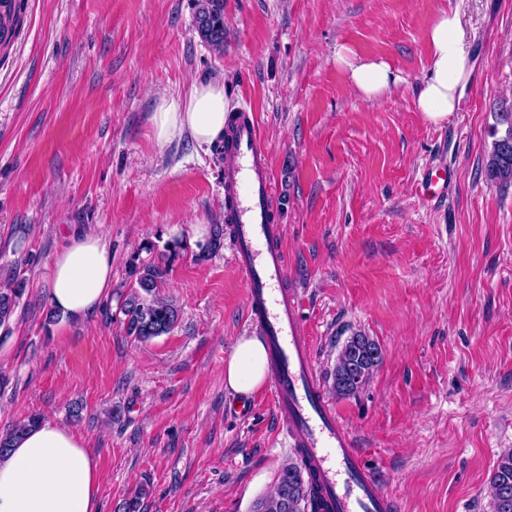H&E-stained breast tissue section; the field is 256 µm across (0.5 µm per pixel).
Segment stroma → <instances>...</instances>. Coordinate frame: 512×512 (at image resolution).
Listing matches in <instances>:
<instances>
[{"instance_id":"obj_1","label":"stroma","mask_w":512,"mask_h":512,"mask_svg":"<svg viewBox=\"0 0 512 512\" xmlns=\"http://www.w3.org/2000/svg\"><path fill=\"white\" fill-rule=\"evenodd\" d=\"M194 0H29L0 61V284L26 282L0 326V428L38 413L84 437L103 472L101 512L144 486L141 512H250L284 447L264 389L234 409L224 363L252 335L231 247L202 255L196 224L224 221L223 169L189 137L158 145L151 116L193 83L223 82L256 115L300 333L323 390L396 512H489L512 448V185L484 149L512 99V0H224L223 53L193 27ZM457 12L475 60L459 107L426 122L416 94L426 34ZM400 81L368 99L340 47ZM454 174L423 199L426 169ZM77 231L112 252L113 303L45 321L51 260ZM161 262L174 330L127 336L116 302L131 260ZM382 359L356 394H331L344 341Z\"/></svg>"}]
</instances>
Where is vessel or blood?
I'll use <instances>...</instances> for the list:
<instances>
[{
	"label": "vessel or blood",
	"mask_w": 512,
	"mask_h": 512,
	"mask_svg": "<svg viewBox=\"0 0 512 512\" xmlns=\"http://www.w3.org/2000/svg\"><path fill=\"white\" fill-rule=\"evenodd\" d=\"M15 0H0V46L15 42ZM224 219L233 233L231 260L247 286L252 327L266 344L269 393L287 446L308 465L322 512H395V502L366 467L353 436L326 398L312 352L299 334L300 301L288 286L282 227L269 203L268 150L252 113L232 116L224 134ZM447 170L422 178L426 200L439 198Z\"/></svg>",
	"instance_id": "1"
}]
</instances>
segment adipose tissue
Instances as JSON below:
<instances>
[{
  "label": "adipose tissue",
  "instance_id": "ef3b65f1",
  "mask_svg": "<svg viewBox=\"0 0 512 512\" xmlns=\"http://www.w3.org/2000/svg\"><path fill=\"white\" fill-rule=\"evenodd\" d=\"M457 14L442 13L427 35L429 64L416 105L423 118L440 124L456 111L473 70L470 53L458 35ZM336 61L354 87L376 98L397 82L382 61L363 60L341 48ZM230 103L218 81L194 84L186 96L162 100L152 116L153 135L165 144L187 136L198 146L220 142ZM48 297L62 318L84 319L112 297V253L103 237L76 232L51 263ZM263 340L242 337L224 363V385L247 394L268 376ZM103 480L98 460L73 431L43 420L0 462V512H100Z\"/></svg>",
  "mask_w": 512,
  "mask_h": 512
}]
</instances>
